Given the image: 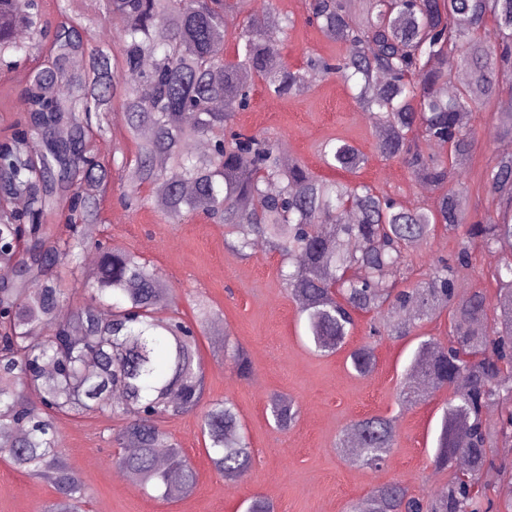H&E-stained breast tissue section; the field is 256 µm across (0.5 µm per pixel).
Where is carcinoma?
<instances>
[{
  "instance_id": "carcinoma-1",
  "label": "carcinoma",
  "mask_w": 512,
  "mask_h": 512,
  "mask_svg": "<svg viewBox=\"0 0 512 512\" xmlns=\"http://www.w3.org/2000/svg\"><path fill=\"white\" fill-rule=\"evenodd\" d=\"M312 16L329 37L348 45L333 61L309 54L291 68L277 35L284 15L257 33L238 21L230 0H96L75 19L57 0L50 20L44 0H0V72L44 56L24 90L27 115L0 139V457L47 480L54 497L42 512H85L87 494L64 459L61 416L122 421L108 457L130 482L169 500L190 494L197 473L163 423L197 413L206 452L225 479L248 475L251 443L235 405L205 402L199 334L222 313L199 299L194 321L167 309L169 284L141 255L92 237L104 191L115 187L127 207L155 206L170 224L201 215L224 225L232 247L249 257L261 240L288 263L281 280L304 316L315 350L331 354L347 342L360 314L391 315L387 335L416 334L448 310V344L420 342L400 396L413 383L454 388L437 437L435 466L463 457L439 496L423 500L399 482L372 489L350 512H486L491 480H512V462L493 449L512 447V252L491 272L496 300L461 294L474 249L512 244V154L497 158L489 194L506 203L494 216L471 220L452 174L471 155L475 130L463 116L480 112L503 84L512 85V0H313ZM108 26L111 41L90 42ZM234 41V57L224 56ZM468 78L451 95L448 56ZM121 81L115 80V74ZM338 74L377 129V152L401 158L434 191L410 207L362 182L329 180L283 157L275 143L235 126L257 82L284 97ZM224 101L216 110L213 102ZM120 103L132 156L106 162L92 139ZM208 149L194 153L190 142ZM438 146L429 155L419 142ZM324 164L355 174L366 162L336 138L321 148ZM24 197L17 211L11 201ZM67 212L65 234L46 223ZM444 230L462 236L455 259L433 262L417 282L400 286L409 248ZM98 253L95 267L85 252ZM489 324L478 333L473 325ZM236 372L251 370L243 348L230 355ZM359 376L377 365L369 343L349 353ZM40 394L37 405L25 392ZM497 405L496 417L485 409ZM276 427L287 430L297 405L270 400ZM393 420L367 416L348 426L340 447L362 466L381 467L395 445Z\"/></svg>"
}]
</instances>
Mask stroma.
<instances>
[{"label":"stroma","instance_id":"stroma-1","mask_svg":"<svg viewBox=\"0 0 512 512\" xmlns=\"http://www.w3.org/2000/svg\"><path fill=\"white\" fill-rule=\"evenodd\" d=\"M275 11L289 16L293 25L280 37L284 60L302 65L307 54L346 55L348 47L326 37L308 21V0H249L242 14ZM29 60L0 74V136L23 120V91L36 67ZM512 110V91L502 90L484 111L474 113L476 130L470 163L455 171L453 184L463 187L471 212L496 213L500 203L486 189V173L512 145V137H489L500 113ZM239 128L262 131L291 158L316 174L333 177L319 155L330 138L349 141L367 157L358 178L377 191L418 205L433 194L415 181L400 160L381 157L375 150L376 127L351 99L341 78L314 83L307 92L282 98L256 83L248 110L237 113ZM96 238L113 248L132 250L161 270L172 292L170 307L191 314L190 294H198L219 309L223 335L207 331L201 339L206 397L232 401L245 425L253 449V467L247 477L231 482L219 475L204 450L199 417L183 415L167 420L166 430L179 444L197 472V484L185 497L164 502L144 493L108 465L112 452L110 430L114 421L102 417L61 418L59 440L68 464L86 486L88 512H244L248 501L261 496L273 512H348L374 487L402 482L412 495L428 499L447 486L449 471L435 467L433 457L441 417L449 391H422L413 402L402 401L400 390L421 338L447 342L449 314L425 323L419 335L404 339L371 336V316H359L344 348L335 354L316 353L305 336L298 307L281 284V258L267 245L257 246L246 258L224 239V228L196 216L183 224L165 223L161 213L126 209L116 197L104 203L102 220L94 226ZM460 239L440 232L410 249L409 282H416L437 258H453ZM375 348L377 366L356 375L348 354L365 342ZM243 347L251 359L248 378H240L225 353L226 346ZM282 395L299 407V417L288 431L275 430L268 403ZM382 415L396 424V444L389 461L379 469L342 454L338 443L356 419ZM54 496L50 484L12 468L0 459V512H38Z\"/></svg>","mask_w":512,"mask_h":512}]
</instances>
